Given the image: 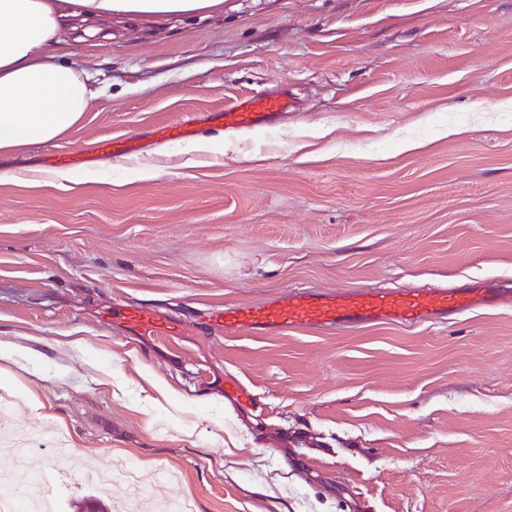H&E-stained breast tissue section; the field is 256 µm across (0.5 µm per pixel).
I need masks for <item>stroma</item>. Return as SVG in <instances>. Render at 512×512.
Segmentation results:
<instances>
[{"instance_id":"obj_1","label":"stroma","mask_w":512,"mask_h":512,"mask_svg":"<svg viewBox=\"0 0 512 512\" xmlns=\"http://www.w3.org/2000/svg\"><path fill=\"white\" fill-rule=\"evenodd\" d=\"M68 61L81 121L0 155V339L31 351L0 367V444L171 470L144 497L113 480L109 512H512V309L337 334L203 320L293 288L512 281V0H224L113 18ZM265 90L287 116L194 156L97 149ZM71 151L92 162L57 186L46 161ZM116 303L179 328L130 335ZM234 378L264 413L228 404Z\"/></svg>"}]
</instances>
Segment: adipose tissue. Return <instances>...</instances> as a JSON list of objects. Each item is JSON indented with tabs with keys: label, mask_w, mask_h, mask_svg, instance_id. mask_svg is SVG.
Returning a JSON list of instances; mask_svg holds the SVG:
<instances>
[{
	"label": "adipose tissue",
	"mask_w": 512,
	"mask_h": 512,
	"mask_svg": "<svg viewBox=\"0 0 512 512\" xmlns=\"http://www.w3.org/2000/svg\"><path fill=\"white\" fill-rule=\"evenodd\" d=\"M224 0H0V153L55 139L86 112V75L51 60L64 33L98 34L120 16L168 19L219 9Z\"/></svg>",
	"instance_id": "adipose-tissue-1"
}]
</instances>
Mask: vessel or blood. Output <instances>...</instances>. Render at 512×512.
I'll return each instance as SVG.
<instances>
[{"instance_id": "vessel-or-blood-1", "label": "vessel or blood", "mask_w": 512, "mask_h": 512, "mask_svg": "<svg viewBox=\"0 0 512 512\" xmlns=\"http://www.w3.org/2000/svg\"><path fill=\"white\" fill-rule=\"evenodd\" d=\"M288 107L287 98L277 93L252 94L220 111L190 114L176 123L156 127L151 137L160 145L192 140L205 124L228 133L248 132L274 125ZM98 148L113 157L127 158L140 154L144 146L133 139L115 138L99 142ZM500 308H512L511 281L488 280L471 288H348L333 292L294 288L257 306H225L213 311L211 319L223 326L225 335L245 330L259 336L288 328L346 332L375 325L414 326ZM108 319L138 336H169L177 326L173 317L142 306H113Z\"/></svg>"}]
</instances>
